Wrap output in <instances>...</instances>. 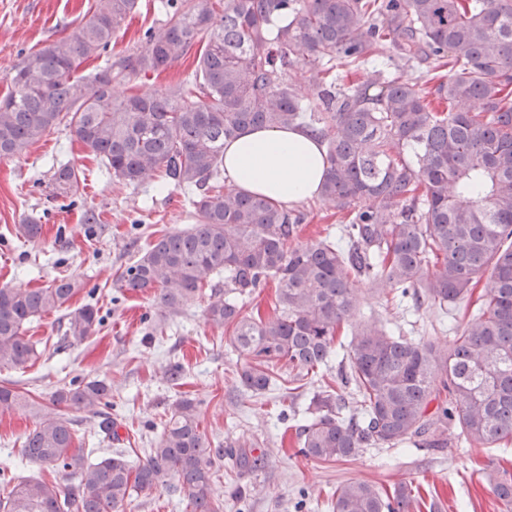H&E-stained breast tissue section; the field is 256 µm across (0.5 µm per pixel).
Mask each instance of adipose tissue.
Listing matches in <instances>:
<instances>
[{
  "instance_id": "adipose-tissue-1",
  "label": "adipose tissue",
  "mask_w": 512,
  "mask_h": 512,
  "mask_svg": "<svg viewBox=\"0 0 512 512\" xmlns=\"http://www.w3.org/2000/svg\"><path fill=\"white\" fill-rule=\"evenodd\" d=\"M326 169L322 147L299 128H263L224 145V175L238 189L292 205L317 196Z\"/></svg>"
}]
</instances>
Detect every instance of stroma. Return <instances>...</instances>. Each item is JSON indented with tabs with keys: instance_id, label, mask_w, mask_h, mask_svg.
Wrapping results in <instances>:
<instances>
[{
	"instance_id": "stroma-1",
	"label": "stroma",
	"mask_w": 512,
	"mask_h": 512,
	"mask_svg": "<svg viewBox=\"0 0 512 512\" xmlns=\"http://www.w3.org/2000/svg\"><path fill=\"white\" fill-rule=\"evenodd\" d=\"M91 2L0 0V95L7 90V74L29 52L73 35ZM158 2L142 0L140 11L113 39L114 54L141 49L142 31L163 22ZM195 65L191 53L157 76L113 77L112 87L119 96L162 92ZM65 164L83 171L85 178L76 191L56 199L48 188L51 168ZM89 212L97 217L96 232L90 237L83 228ZM31 221L43 226L41 238L34 241L18 232L19 225ZM191 225L180 191L116 182L69 128H55L20 156L0 161V287L42 288L64 276L80 285L69 308L92 303L103 318L96 335L59 354L51 345L61 334L60 312L34 320L26 333L44 343V350L27 368L0 369V383L10 381L47 398L74 379L111 381L112 412L120 421L118 440L97 434L96 422L86 413L72 409L68 415L81 431L91 433L93 447L124 451L150 447L170 405L188 394L198 401L201 428L213 444L257 441L270 453L265 468L242 479L236 478L232 462H225L222 479L214 486L224 500V512H331L337 485L352 479L386 488L413 481L423 499L437 502L440 512H507L476 472L487 464V450L453 435L443 448H367L350 462L326 464L297 456L294 442L285 436L294 420L281 418L280 413L304 410L309 391L291 394L275 387L260 396L241 391L240 357L224 331L206 323L207 297L163 316L150 296L115 292L113 278L150 243ZM354 320L400 326L421 343L450 338L448 321L429 306L417 311L390 308L382 290L365 284L359 287ZM175 362L183 366L180 379L163 380L162 370ZM33 427L29 416L0 415V463H15L20 476L42 473L39 465L19 456Z\"/></svg>"
}]
</instances>
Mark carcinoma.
<instances>
[{
  "mask_svg": "<svg viewBox=\"0 0 512 512\" xmlns=\"http://www.w3.org/2000/svg\"><path fill=\"white\" fill-rule=\"evenodd\" d=\"M165 24L147 27L142 50L112 55V38L140 0H94L74 34L28 53L0 97V160L21 155L65 125L112 178L184 192L194 227L162 236L113 283L154 293L176 314L210 287L208 324L243 357L239 388L261 395L282 381L317 386L296 425L298 453L350 461L364 448H443L448 431L478 448L512 442V0H161ZM273 13L288 25L272 36ZM392 37L396 56L385 53ZM200 47L192 73L166 92L112 95L125 78L165 71ZM97 72L77 75L90 58ZM427 63L426 75L390 78L394 58ZM309 67L316 102L287 81ZM370 67V83L341 84L338 65ZM300 127L325 147L321 201L345 214L325 236L300 241L305 215L260 194L220 185L224 141L248 128ZM80 174L60 166L54 197ZM224 277V288L213 284ZM387 292L396 308L429 303L453 317L446 347L400 331L353 324L354 283ZM270 311L244 315L237 299L269 286ZM77 285L0 288V369L38 356L33 319L64 307ZM102 325L85 304L66 314L63 340ZM342 351L336 381L323 368ZM71 405L117 437L112 383L91 379L49 401L0 385V414L36 420L21 455L45 468L6 477L0 512H125L164 488L189 512H224L214 494L224 456L240 473L267 457L243 444L213 447L195 400L177 399L155 444L131 461L87 448L63 413ZM491 494L512 506V469L486 465ZM73 480L60 487L56 474ZM418 487L362 480L336 488L332 512H411Z\"/></svg>",
  "mask_w": 512,
  "mask_h": 512,
  "instance_id": "obj_1",
  "label": "carcinoma"
}]
</instances>
